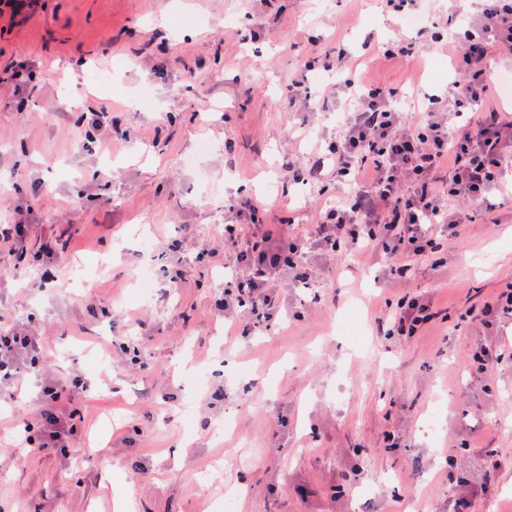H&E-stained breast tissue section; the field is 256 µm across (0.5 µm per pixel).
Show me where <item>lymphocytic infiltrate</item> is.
<instances>
[{
	"instance_id": "lymphocytic-infiltrate-1",
	"label": "lymphocytic infiltrate",
	"mask_w": 512,
	"mask_h": 512,
	"mask_svg": "<svg viewBox=\"0 0 512 512\" xmlns=\"http://www.w3.org/2000/svg\"><path fill=\"white\" fill-rule=\"evenodd\" d=\"M432 40L445 39L436 34ZM445 41L453 47L448 84L424 95L417 123L406 122L397 108L398 89L344 79L349 109L326 152L337 182L353 183L355 191L323 209L304 234L266 223L268 209L256 198L232 202L235 221L225 225L221 247L206 244L198 253L211 258L224 249L231 257L218 305L225 317L270 326L279 315L274 288L312 247L329 262L378 253L390 273L406 276L410 257L429 256L461 237L475 221L476 206L512 180V113L486 104L490 71L498 57L512 56V0H482L463 38ZM463 112L473 118L455 128L453 118ZM437 314L432 297L404 295L389 311L390 331L415 336ZM44 358L40 337L0 329V389L10 390L25 368L39 367ZM88 390L78 375L44 382L36 419L16 422L14 432L37 434L39 450H66L76 433L70 406Z\"/></svg>"
}]
</instances>
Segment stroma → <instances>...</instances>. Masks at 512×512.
I'll list each match as a JSON object with an SVG mask.
<instances>
[{
	"label": "stroma",
	"mask_w": 512,
	"mask_h": 512,
	"mask_svg": "<svg viewBox=\"0 0 512 512\" xmlns=\"http://www.w3.org/2000/svg\"><path fill=\"white\" fill-rule=\"evenodd\" d=\"M416 32L381 0H271L249 18L239 0H25L0 16V62L34 87L0 86V225L28 227L0 245V328L50 347L22 398L0 403V512H116L126 483L134 512H512V361L469 369L477 347L512 346V327L481 324L512 282V199L491 197L445 265L410 258L404 279L375 253L337 268L307 253L320 301L283 278L279 323L248 336L213 310L225 256L197 257L236 194L298 231L347 195L288 173L344 112L336 72L303 63L346 49L355 76L414 105L447 84L450 55L384 57ZM297 80L308 95L292 104ZM103 111L126 132L107 151L86 138ZM408 292L433 296L437 318L379 335ZM126 338L139 365L100 362V341ZM73 372L90 387L76 447H27L12 422Z\"/></svg>",
	"instance_id": "obj_1"
}]
</instances>
